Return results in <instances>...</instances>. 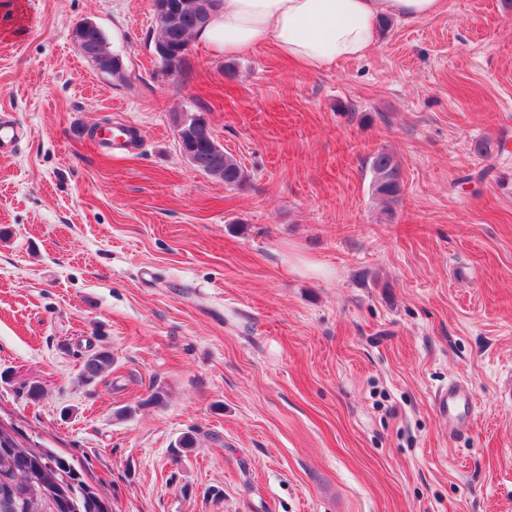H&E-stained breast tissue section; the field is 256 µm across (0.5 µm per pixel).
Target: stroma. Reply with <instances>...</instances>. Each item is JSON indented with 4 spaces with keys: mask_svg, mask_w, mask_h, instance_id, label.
I'll use <instances>...</instances> for the list:
<instances>
[{
    "mask_svg": "<svg viewBox=\"0 0 512 512\" xmlns=\"http://www.w3.org/2000/svg\"><path fill=\"white\" fill-rule=\"evenodd\" d=\"M155 38L152 0H0V118L25 131L0 156V422L114 512H512V0H443L320 70L195 38L175 78ZM177 112L245 189L190 166ZM122 125L127 151L101 138ZM458 379L454 437L433 399ZM78 25L75 29L74 38L80 53L86 59L92 61L98 67L103 69L101 64L108 58L111 52L108 50L107 43L102 31L98 27L88 30H80L81 24L79 26ZM76 34L80 35L81 38L76 39ZM117 58L119 57L112 54V66L106 71H109L112 73V75L120 77L122 72V64L121 62H117ZM373 188L385 204L398 203L402 194L401 166L393 153L378 151L370 159ZM112 362V353L108 350H99L86 355L80 372V382L85 385L93 384L112 367ZM434 405L450 434L460 435L471 428L474 405L466 382H448V387L441 388L435 394Z\"/></svg>",
    "mask_w": 512,
    "mask_h": 512,
    "instance_id": "stroma-1",
    "label": "stroma"
}]
</instances>
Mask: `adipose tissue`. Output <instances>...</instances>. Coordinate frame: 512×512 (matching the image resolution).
Returning a JSON list of instances; mask_svg holds the SVG:
<instances>
[{
  "instance_id": "adipose-tissue-1",
  "label": "adipose tissue",
  "mask_w": 512,
  "mask_h": 512,
  "mask_svg": "<svg viewBox=\"0 0 512 512\" xmlns=\"http://www.w3.org/2000/svg\"><path fill=\"white\" fill-rule=\"evenodd\" d=\"M442 0H218L197 36L225 55L271 45L310 70L366 56L388 17L435 16Z\"/></svg>"
}]
</instances>
